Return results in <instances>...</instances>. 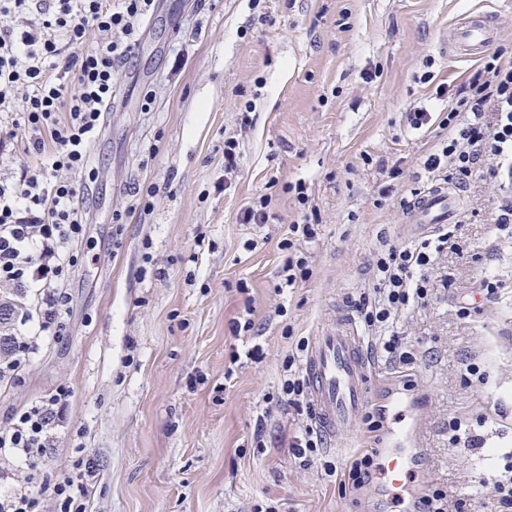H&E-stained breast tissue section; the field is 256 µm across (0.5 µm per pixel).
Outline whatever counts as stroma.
I'll list each match as a JSON object with an SVG mask.
<instances>
[{"label":"stroma","mask_w":512,"mask_h":512,"mask_svg":"<svg viewBox=\"0 0 512 512\" xmlns=\"http://www.w3.org/2000/svg\"><path fill=\"white\" fill-rule=\"evenodd\" d=\"M479 11L500 14L494 47L512 57V0H216L201 11L194 0H159L93 150L91 222L64 282L69 315L21 381L0 387V428L31 402L69 393L33 482L83 460L88 512H254L271 500L280 512H384L323 464L341 470L349 453L377 452L390 419L373 432L362 418L336 450L306 462L291 443L311 424L308 410L266 400L280 393L297 341L313 342L337 309L372 292L378 254L409 242L400 200L426 185L420 159L439 129H407L404 114L441 111L436 86L478 69L448 38ZM231 136L240 167L221 192ZM383 163L403 170L385 199L375 191ZM273 178L305 182L318 215L304 245L312 275L282 295L279 243L298 218L293 198L277 193L264 227L236 221ZM501 197L494 182L467 186L431 294L399 325L413 363L371 355L375 393L394 387L417 407L428 462L416 490L440 488L469 512H493L479 481L495 452L512 448V232L491 223ZM487 278L499 283L489 298ZM248 304L252 339L232 330ZM252 342L264 358L232 366ZM470 363L484 384L465 381ZM455 417L478 422L481 448L449 443Z\"/></svg>","instance_id":"stroma-1"}]
</instances>
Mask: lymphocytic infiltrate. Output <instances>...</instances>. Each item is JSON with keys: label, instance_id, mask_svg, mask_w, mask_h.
<instances>
[{"label": "lymphocytic infiltrate", "instance_id": "lymphocytic-infiltrate-1", "mask_svg": "<svg viewBox=\"0 0 512 512\" xmlns=\"http://www.w3.org/2000/svg\"><path fill=\"white\" fill-rule=\"evenodd\" d=\"M155 0H0V136L22 138L37 156L17 179L0 177V283L29 293L33 327L17 338L16 350L0 360V386L18 382L40 340L57 335L68 314L62 282L75 259L71 246L89 221L87 200L76 182L91 169V150L105 132L124 66L142 35ZM448 98L447 114L434 120L428 110L409 113L420 130L438 124L435 150L425 156V173L435 179L469 183L477 178L512 186V60L488 53L481 67ZM303 213L290 224L280 247L288 256L279 271L280 288L309 280L300 242L314 236L305 208V183L285 185ZM450 233L414 244L393 245L374 269L373 295L355 307L375 346L392 362L409 364L397 331L400 319L430 294L427 270L448 247ZM68 394L60 390L16 413L0 429V458L24 467L44 453L49 432L63 415ZM89 489L81 473L55 482L16 481L0 496V512H35L40 501L61 512H87Z\"/></svg>", "mask_w": 512, "mask_h": 512}]
</instances>
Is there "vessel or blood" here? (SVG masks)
I'll return each instance as SVG.
<instances>
[{
    "label": "vessel or blood",
    "instance_id": "vessel-or-blood-1",
    "mask_svg": "<svg viewBox=\"0 0 512 512\" xmlns=\"http://www.w3.org/2000/svg\"><path fill=\"white\" fill-rule=\"evenodd\" d=\"M499 17L474 15L458 23L450 40L455 57H480L495 43ZM463 194L452 184L437 182L418 193L405 213L408 229L416 235H430L453 223L463 204ZM314 422L325 439L350 434L367 409L377 406L398 424L385 448L377 453L380 496L399 495L412 475L422 472L427 457L418 444L419 424L403 409L398 393H388L384 405H377L370 389L373 364L365 336L354 317L337 312L332 325L318 336L304 365Z\"/></svg>",
    "mask_w": 512,
    "mask_h": 512
}]
</instances>
